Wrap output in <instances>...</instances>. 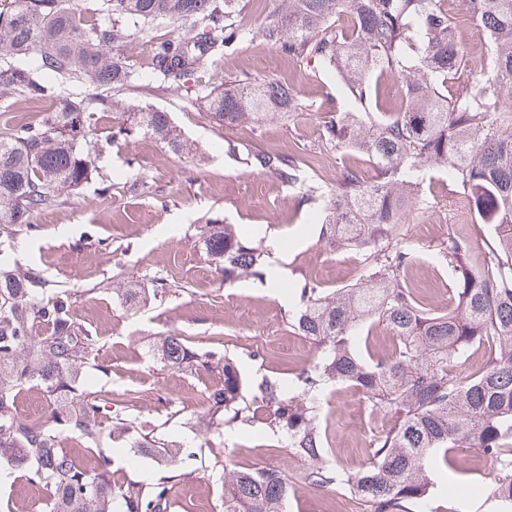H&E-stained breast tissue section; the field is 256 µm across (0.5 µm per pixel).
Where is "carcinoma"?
Returning a JSON list of instances; mask_svg holds the SVG:
<instances>
[{"mask_svg": "<svg viewBox=\"0 0 512 512\" xmlns=\"http://www.w3.org/2000/svg\"><path fill=\"white\" fill-rule=\"evenodd\" d=\"M70 0H8L0 8V90L55 109L39 123L0 133V224H27L31 215L61 203L95 170L99 152L86 141L103 98L72 97L91 86L110 94L112 107L131 109L134 122L119 126L114 141L152 136L173 151L191 155L169 113L129 105L123 93L141 79L125 48L155 23L188 28L191 37L159 38L148 63L152 81L167 91L201 94L206 113L222 127L285 118L308 104L275 80L226 81L219 62H229L245 41L261 38L299 65L336 72L358 111L324 112L320 138L329 148L359 155L343 167L336 185L312 183L317 159L276 150L247 155L259 174L287 185L304 184V202L315 205L321 240L332 250L352 247L365 256L362 281L327 291L303 280L292 288L295 305L288 327L315 344L316 356L288 387L263 379L243 396L244 377L236 359L195 348L177 334L150 345L156 360L173 369L219 368L224 385L202 395L215 428L261 422L285 439L288 452L304 462L303 479L317 490L354 496L362 512H437L434 463L452 462L457 448H476L495 465L487 487L499 512H512V0H465L487 37L484 72L467 70L463 43L448 38L454 16L448 0H273L253 27L238 0H100L103 20L89 26ZM36 54L34 61L27 57ZM207 75L213 86L198 84ZM404 79L402 102L375 119L370 105L382 81ZM376 167L365 181L361 165ZM442 169L448 188L468 194L477 221L495 246L480 251L455 230L436 248L453 271L452 312L426 307L425 297L406 277L415 259L400 237L408 215L432 206L424 173ZM204 246L224 280L263 281L268 250L263 242L238 236L230 225L208 218ZM120 304L136 309L147 301L143 288L112 289ZM50 327L38 336L34 325ZM383 325L394 345L384 356H363L357 345ZM492 344L478 371H458L474 346ZM94 351L73 313L72 294L45 287L44 278L0 260V471L25 465L26 477L48 487L47 512H170L173 486L196 468L226 458L209 449L205 458L161 437L140 432L137 418L123 415L124 393L111 399L114 419L130 436L129 450L153 455L172 467L149 484L112 479L111 454L99 426L104 409L97 391L80 384ZM337 384L362 391L391 416L373 434L367 462L340 472L327 464L328 434L322 396ZM40 387L62 399L45 421L15 414L17 395ZM82 435L92 466L80 467L63 448L64 438ZM222 512H288L289 478L283 470L223 465Z\"/></svg>", "mask_w": 512, "mask_h": 512, "instance_id": "cac0c4a2", "label": "carcinoma"}]
</instances>
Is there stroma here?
I'll list each match as a JSON object with an SVG mask.
<instances>
[{"mask_svg":"<svg viewBox=\"0 0 512 512\" xmlns=\"http://www.w3.org/2000/svg\"><path fill=\"white\" fill-rule=\"evenodd\" d=\"M217 70L227 80L275 79L293 85L315 109L225 128L211 121L196 94L138 96L137 104L170 112L200 149L192 158L150 137L110 142L113 127L129 115L100 106L89 136L103 146L95 164L111 180V190L101 193L99 181L91 180L59 206L33 215L31 225L1 229L0 256L39 270L49 287L72 291L80 331L99 348L98 365L86 369L84 382L106 400L117 393L132 395L130 411L143 431L202 454L223 447L240 466L286 470L290 512H336L341 494L306 485L303 463L290 457L275 436L257 425L238 423L218 432L210 427L200 398L221 386L222 373L170 369L148 351L154 338L178 333L202 347L222 343L249 380L291 381L308 365L315 347L285 321L293 304L289 284L307 278L322 288H340L358 282L365 270L362 254L324 246L300 194L245 163L248 153L262 149L346 161V153L324 151L319 135L320 112L348 103L335 72L293 67L259 38L245 42L237 57ZM52 107L49 101L0 95V129L38 122ZM209 216L270 248L266 282H223L203 246ZM451 230V224L429 212L410 216L403 226L417 253L407 278L428 289L430 308L440 312L453 305V276L435 247ZM162 279L178 281L181 291L147 303L137 314L112 298L113 285L130 282L152 289ZM246 345L263 353V360L246 357ZM324 414L329 460L347 471L360 468L367 459V433L359 398L347 386L331 387ZM456 455L453 467L433 472L438 492L447 495L455 512H498L485 491L494 475L490 459L473 448L458 449ZM223 475L215 466L182 478L172 490L173 512H219ZM48 498L46 487L30 484L24 468L0 482V503L8 504L9 512H28L30 503Z\"/></svg>","mask_w":512,"mask_h":512,"instance_id":"35a3bbf8","label":"stroma"}]
</instances>
